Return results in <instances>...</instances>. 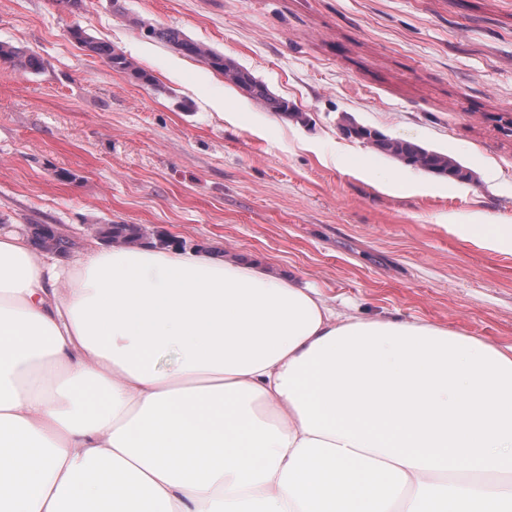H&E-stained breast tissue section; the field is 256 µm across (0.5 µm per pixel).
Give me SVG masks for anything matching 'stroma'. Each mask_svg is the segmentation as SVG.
<instances>
[{
	"instance_id": "obj_1",
	"label": "stroma",
	"mask_w": 512,
	"mask_h": 512,
	"mask_svg": "<svg viewBox=\"0 0 512 512\" xmlns=\"http://www.w3.org/2000/svg\"><path fill=\"white\" fill-rule=\"evenodd\" d=\"M179 30L307 116L268 112L205 63L146 38ZM146 71L80 48L74 26ZM0 221L73 253L93 224L263 261L366 317L512 346V249L455 232L512 225V0H0ZM231 119H224V112ZM458 160L448 181L345 138L342 117ZM0 59L20 70L38 71L42 68V62L38 55L8 44H0ZM35 243L42 249L66 253L71 248L68 238L54 231L47 225H40L34 232Z\"/></svg>"
}]
</instances>
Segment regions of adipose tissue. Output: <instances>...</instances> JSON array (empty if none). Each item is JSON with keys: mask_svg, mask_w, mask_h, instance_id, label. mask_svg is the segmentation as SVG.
I'll return each instance as SVG.
<instances>
[{"mask_svg": "<svg viewBox=\"0 0 512 512\" xmlns=\"http://www.w3.org/2000/svg\"><path fill=\"white\" fill-rule=\"evenodd\" d=\"M0 512H512V346L0 231Z\"/></svg>", "mask_w": 512, "mask_h": 512, "instance_id": "1", "label": "adipose tissue"}]
</instances>
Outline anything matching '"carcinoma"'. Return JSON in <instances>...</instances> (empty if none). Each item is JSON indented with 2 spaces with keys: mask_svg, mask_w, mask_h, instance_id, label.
I'll use <instances>...</instances> for the list:
<instances>
[{
  "mask_svg": "<svg viewBox=\"0 0 512 512\" xmlns=\"http://www.w3.org/2000/svg\"><path fill=\"white\" fill-rule=\"evenodd\" d=\"M135 25L142 30L145 37L169 43L181 54L201 60L215 72L222 74L228 83L239 88L250 99L262 103L268 111L285 118L305 120L303 113L294 111L288 100L272 94L265 83L256 79L251 72L234 61L225 58L224 55L204 44L184 37L174 29L158 27L138 20L135 21ZM70 37L84 50L105 58L112 68L129 72L135 78L145 82L150 81L148 74L135 66L130 59L116 52L109 43L93 37L87 30L74 27L70 30ZM0 59L20 70L38 71L42 68V62L38 55L8 44H0ZM370 148L413 170L434 174L449 180H472L471 172L453 157L411 141L381 134L372 141ZM106 230L107 233L121 237L133 245L138 244L141 238L140 227L134 224H108ZM35 243L42 249L54 250L59 253H66L71 248L68 238L47 225L36 229Z\"/></svg>",
  "mask_w": 512,
  "mask_h": 512,
  "instance_id": "cac0c4a2",
  "label": "carcinoma"
}]
</instances>
